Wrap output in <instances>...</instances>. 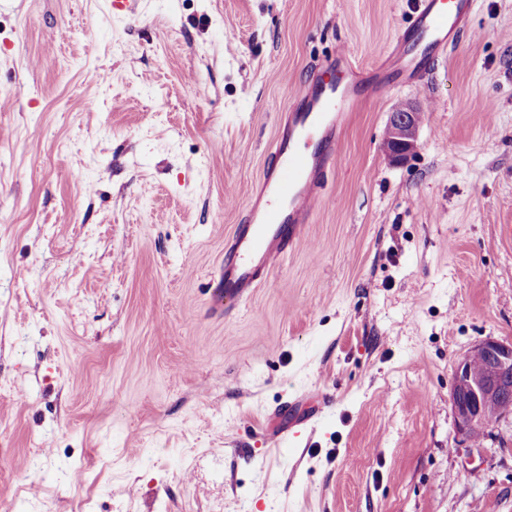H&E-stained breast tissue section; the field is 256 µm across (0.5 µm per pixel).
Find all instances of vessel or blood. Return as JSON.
Instances as JSON below:
<instances>
[{"label": "vessel or blood", "instance_id": "vessel-or-blood-1", "mask_svg": "<svg viewBox=\"0 0 512 512\" xmlns=\"http://www.w3.org/2000/svg\"><path fill=\"white\" fill-rule=\"evenodd\" d=\"M478 0H417L411 23L394 39L393 80L335 73L303 86L288 105V128L276 141L272 165L246 223L237 225L224 248L214 302L247 297L299 240L319 201L321 184L335 161L336 137L360 102L383 103L393 84L404 85L426 69L429 56L445 51L468 28Z\"/></svg>", "mask_w": 512, "mask_h": 512}]
</instances>
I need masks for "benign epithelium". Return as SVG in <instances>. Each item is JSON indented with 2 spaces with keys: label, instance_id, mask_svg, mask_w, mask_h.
Returning a JSON list of instances; mask_svg holds the SVG:
<instances>
[{
  "label": "benign epithelium",
  "instance_id": "benign-epithelium-1",
  "mask_svg": "<svg viewBox=\"0 0 512 512\" xmlns=\"http://www.w3.org/2000/svg\"><path fill=\"white\" fill-rule=\"evenodd\" d=\"M420 113L405 103L391 113L386 130L385 144L388 158L402 164L414 155L418 148ZM497 367L498 373L478 374L472 369L474 357ZM512 397V343L487 339L474 346L455 368L452 390V410L457 433L468 442L476 436H485L490 425L503 417L499 403Z\"/></svg>",
  "mask_w": 512,
  "mask_h": 512
}]
</instances>
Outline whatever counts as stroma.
<instances>
[{
  "label": "stroma",
  "mask_w": 512,
  "mask_h": 512,
  "mask_svg": "<svg viewBox=\"0 0 512 512\" xmlns=\"http://www.w3.org/2000/svg\"><path fill=\"white\" fill-rule=\"evenodd\" d=\"M414 3L0 0V512H512V414L473 445L451 401L512 342V0L353 112L302 239L211 298L288 103ZM420 112L410 103L393 111L386 130L385 144L388 158L395 164H402L414 155L418 148ZM393 146V151L388 147Z\"/></svg>",
  "instance_id": "obj_1"
}]
</instances>
